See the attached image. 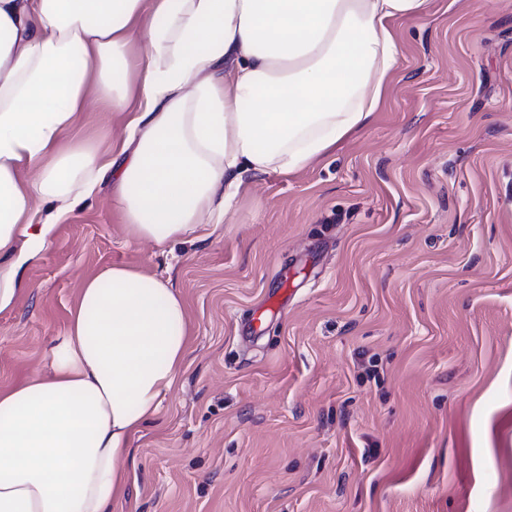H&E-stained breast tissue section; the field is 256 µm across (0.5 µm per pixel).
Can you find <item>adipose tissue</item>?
Wrapping results in <instances>:
<instances>
[{
    "instance_id": "adipose-tissue-1",
    "label": "adipose tissue",
    "mask_w": 512,
    "mask_h": 512,
    "mask_svg": "<svg viewBox=\"0 0 512 512\" xmlns=\"http://www.w3.org/2000/svg\"><path fill=\"white\" fill-rule=\"evenodd\" d=\"M431 0H0V311L21 266L101 182L128 234L220 224L258 176L363 130ZM126 116L121 144L82 113ZM191 327L171 279H85L48 375L0 388V512H112L134 436L179 381Z\"/></svg>"
}]
</instances>
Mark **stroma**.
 <instances>
[{
	"mask_svg": "<svg viewBox=\"0 0 512 512\" xmlns=\"http://www.w3.org/2000/svg\"><path fill=\"white\" fill-rule=\"evenodd\" d=\"M393 26L370 125L256 179L206 237L130 238L104 183L24 265L0 387L49 372L106 266L169 274L188 305L113 512H512V0Z\"/></svg>",
	"mask_w": 512,
	"mask_h": 512,
	"instance_id": "1",
	"label": "stroma"
}]
</instances>
